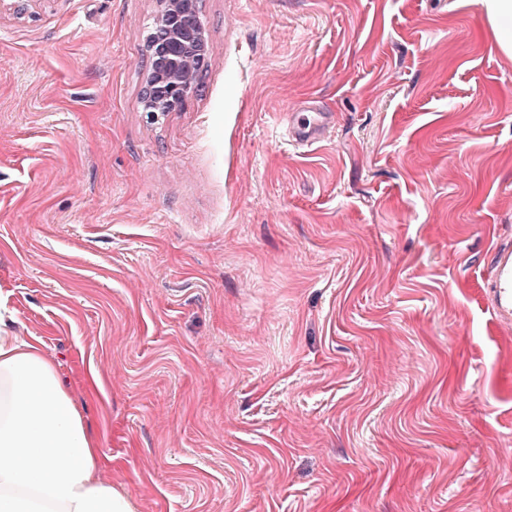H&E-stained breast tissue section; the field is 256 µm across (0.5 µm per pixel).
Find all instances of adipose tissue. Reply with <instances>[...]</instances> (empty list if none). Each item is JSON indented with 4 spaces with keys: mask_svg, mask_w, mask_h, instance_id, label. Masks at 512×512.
Listing matches in <instances>:
<instances>
[{
    "mask_svg": "<svg viewBox=\"0 0 512 512\" xmlns=\"http://www.w3.org/2000/svg\"><path fill=\"white\" fill-rule=\"evenodd\" d=\"M40 339L0 318V512H138Z\"/></svg>",
    "mask_w": 512,
    "mask_h": 512,
    "instance_id": "adipose-tissue-1",
    "label": "adipose tissue"
}]
</instances>
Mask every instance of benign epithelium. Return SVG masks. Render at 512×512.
Returning a JSON list of instances; mask_svg holds the SVG:
<instances>
[{
	"instance_id": "obj_1",
	"label": "benign epithelium",
	"mask_w": 512,
	"mask_h": 512,
	"mask_svg": "<svg viewBox=\"0 0 512 512\" xmlns=\"http://www.w3.org/2000/svg\"><path fill=\"white\" fill-rule=\"evenodd\" d=\"M156 2V40L142 95L143 111L151 120L177 110L194 93L208 53L196 0Z\"/></svg>"
}]
</instances>
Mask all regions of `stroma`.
Returning a JSON list of instances; mask_svg holds the SVG:
<instances>
[{"label":"stroma","instance_id":"1","mask_svg":"<svg viewBox=\"0 0 512 512\" xmlns=\"http://www.w3.org/2000/svg\"><path fill=\"white\" fill-rule=\"evenodd\" d=\"M141 110L155 0L0 11V299L140 512H512V56L477 0H200ZM332 113L296 149L282 113ZM104 377L82 396L90 372ZM156 40L144 77L142 112L151 120L180 108L207 65L208 42L196 0H156ZM490 304L497 317L506 322L512 318V249L499 247L492 258V273L485 282Z\"/></svg>","mask_w":512,"mask_h":512}]
</instances>
